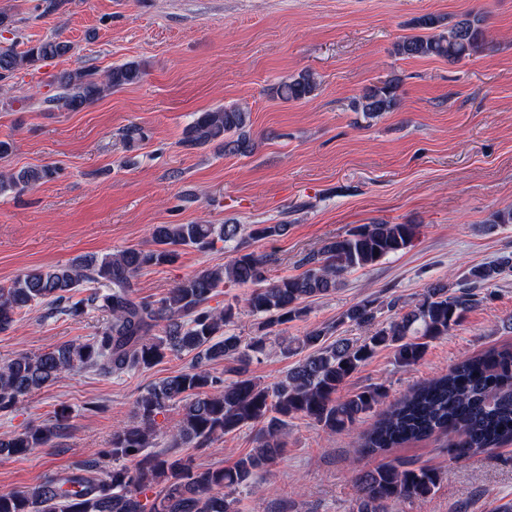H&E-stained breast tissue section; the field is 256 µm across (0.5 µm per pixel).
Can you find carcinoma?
Here are the masks:
<instances>
[{
	"label": "carcinoma",
	"mask_w": 512,
	"mask_h": 512,
	"mask_svg": "<svg viewBox=\"0 0 512 512\" xmlns=\"http://www.w3.org/2000/svg\"><path fill=\"white\" fill-rule=\"evenodd\" d=\"M414 26L429 31L404 37L395 53L407 58H444L459 62L488 45L484 18L469 13L445 26L443 18L424 15ZM71 51L69 42L54 37L24 51L0 48V81L16 71ZM146 69L137 62L112 66L103 77L74 69L60 73L56 101L77 112L104 92L140 82ZM400 79L371 86L352 101V109L368 119L393 112L399 105ZM317 89L314 74L305 71L281 80L275 93L286 102H301ZM249 110L240 104L198 112L184 128L180 144L195 148L215 144L226 154L248 156L255 148ZM52 166L0 173V194L21 192L50 181ZM286 224H159L152 231L153 247H129L112 254L80 256L71 264L36 268L0 286V332L10 329L15 315L35 303H46L79 318L93 307L106 322L92 340L64 342L37 354H21L0 366V412H7L29 394L81 370L122 375L147 369L168 353H192L197 364L165 380L136 400L135 420L112 434L103 457H122L129 466L95 475L97 463L87 461L48 477L26 490L0 491V512H239L234 492L279 458L286 447L288 422L310 419L334 434L361 429L362 447L371 454L401 448L442 434L456 462L512 440V347H491L467 357L406 397L380 409L388 397L383 385L354 391L344 387L378 350L390 348L401 368L415 366L429 343L448 335L465 314L482 301V290L505 270L512 256L473 267L462 283L430 284L417 299H392L391 320L363 339L340 338L324 345L328 327H316L297 340H284L285 355L302 349L312 353L288 370L283 379L263 386L244 377L251 354H262L275 328L307 314L305 302L336 291L343 276L376 264L410 247L416 224L374 223L352 228L327 241L304 258L296 276L270 277V258L250 250V242L281 236ZM234 243L233 257L180 280L158 299L138 294V277L153 266L177 263L182 251H203L217 242ZM228 285H250L248 311L262 317L265 333L247 340L231 326L240 309L231 303L222 310L209 307L215 292ZM87 297L72 301L80 287ZM382 304L366 298L346 309L341 323L375 324ZM225 362L224 373L208 368ZM172 402L181 404V417L171 434V447L203 448L243 427L256 428V446L227 466L199 468L165 452L151 454L156 445L155 417ZM65 411L24 432L0 438V456L24 455L50 445L64 428ZM356 512H387L402 499L425 500L435 491L439 474L409 463H384L355 472ZM157 487L144 501V490Z\"/></svg>",
	"instance_id": "cac0c4a2"
}]
</instances>
